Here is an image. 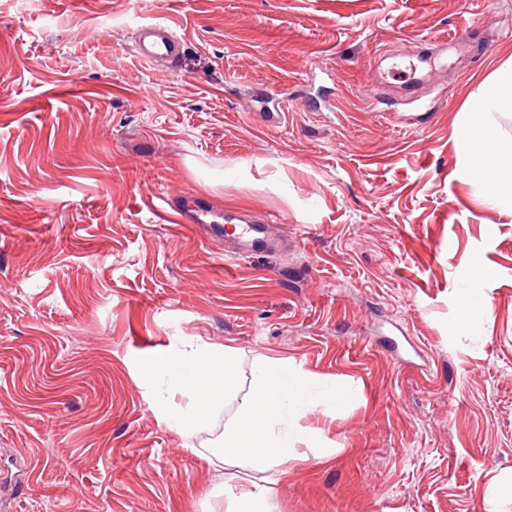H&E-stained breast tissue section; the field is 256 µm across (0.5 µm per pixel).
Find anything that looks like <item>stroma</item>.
<instances>
[{
	"mask_svg": "<svg viewBox=\"0 0 512 512\" xmlns=\"http://www.w3.org/2000/svg\"><path fill=\"white\" fill-rule=\"evenodd\" d=\"M170 23L175 65L133 53ZM465 35L457 51L439 39ZM424 46L419 88L375 61ZM512 57V0H0V512H225L264 475L211 461L253 366L351 385L302 418L273 512H512V213L454 136ZM242 220L228 259L166 195ZM490 316L458 326L474 265ZM237 350L207 425L150 360Z\"/></svg>",
	"mask_w": 512,
	"mask_h": 512,
	"instance_id": "stroma-1",
	"label": "stroma"
}]
</instances>
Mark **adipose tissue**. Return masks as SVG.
I'll list each match as a JSON object with an SVG mask.
<instances>
[{"instance_id":"1","label":"adipose tissue","mask_w":512,"mask_h":512,"mask_svg":"<svg viewBox=\"0 0 512 512\" xmlns=\"http://www.w3.org/2000/svg\"><path fill=\"white\" fill-rule=\"evenodd\" d=\"M512 120V60L498 67L472 93L456 134V155L465 179L476 184L475 202L481 207L512 212V136L504 120ZM143 374L163 375L180 389L187 407L173 415L183 433L199 427L239 382L236 350L204 346L182 358L169 354L145 363ZM344 384L319 385L316 378L286 358H265L254 372L251 391L234 420L225 425L216 453L225 468L251 467L277 482L288 476V466L299 458V445L314 447L315 432L300 424L314 403L330 407L345 403Z\"/></svg>"}]
</instances>
